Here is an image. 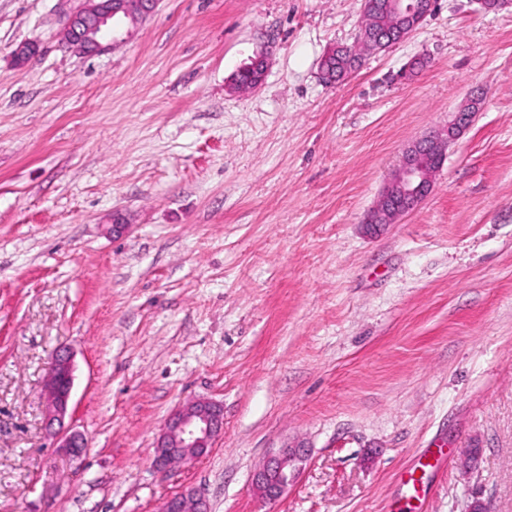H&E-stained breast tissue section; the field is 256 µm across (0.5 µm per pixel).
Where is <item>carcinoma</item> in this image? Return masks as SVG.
<instances>
[{
	"instance_id": "1",
	"label": "carcinoma",
	"mask_w": 512,
	"mask_h": 512,
	"mask_svg": "<svg viewBox=\"0 0 512 512\" xmlns=\"http://www.w3.org/2000/svg\"><path fill=\"white\" fill-rule=\"evenodd\" d=\"M371 2L376 4V8L365 11L364 29L357 44L351 47H337L325 54L321 63L325 82H340L355 71L360 65L363 52L371 50L369 39L372 36H378L394 44L401 42L404 21L386 11V0H371ZM263 72V61H251L236 74V89L242 91L252 89Z\"/></svg>"
}]
</instances>
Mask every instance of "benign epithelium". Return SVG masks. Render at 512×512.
I'll list each match as a JSON object with an SVG mask.
<instances>
[{"mask_svg":"<svg viewBox=\"0 0 512 512\" xmlns=\"http://www.w3.org/2000/svg\"><path fill=\"white\" fill-rule=\"evenodd\" d=\"M158 0H85L60 31L61 41L85 54H94L113 38L114 20L124 18L135 24L150 13ZM433 0H389L388 8L402 17L422 20L431 11ZM474 113L458 112L446 132L434 133L415 141L402 155L400 164L367 216L371 227L393 223L400 215L415 209L431 192L439 168L425 161L432 151L445 154L450 140L468 127ZM73 389V363L70 352L58 349L53 355L48 383L50 416L48 429L54 431L58 447L79 458L88 444L78 432L64 426ZM224 434V412L216 401L199 398L172 412L164 421L155 446L154 467L161 473L191 464L205 456ZM304 454L286 448L272 455L258 469L254 488L266 501L277 500L296 477ZM159 512H207L205 502L190 489L168 495Z\"/></svg>","mask_w":512,"mask_h":512,"instance_id":"obj_1","label":"benign epithelium"}]
</instances>
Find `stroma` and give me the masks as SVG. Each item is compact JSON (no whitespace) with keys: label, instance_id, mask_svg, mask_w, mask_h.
I'll use <instances>...</instances> for the list:
<instances>
[{"label":"stroma","instance_id":"35a3bbf8","mask_svg":"<svg viewBox=\"0 0 512 512\" xmlns=\"http://www.w3.org/2000/svg\"><path fill=\"white\" fill-rule=\"evenodd\" d=\"M81 4L0 0V512H157L185 488L209 512H512V7L436 0L327 84L363 0H160L93 55L57 38ZM474 96L429 195L369 233L404 149ZM62 346L78 460L45 428ZM195 398L224 435L159 473ZM297 447L261 500L259 465ZM259 57L265 63V66H266L265 75H266V71H267V67H268V62H267L268 58H267L266 54H264V53L260 54ZM263 61L251 60V62L246 67H244L242 70H240L236 74V79H235L236 89L242 90V91H248V90L252 89L255 82L259 79L261 74L264 72L265 68H264ZM304 458L300 448H285L268 457L254 477L253 485L258 496L266 501L277 500L295 479Z\"/></svg>","mask_w":512,"mask_h":512}]
</instances>
